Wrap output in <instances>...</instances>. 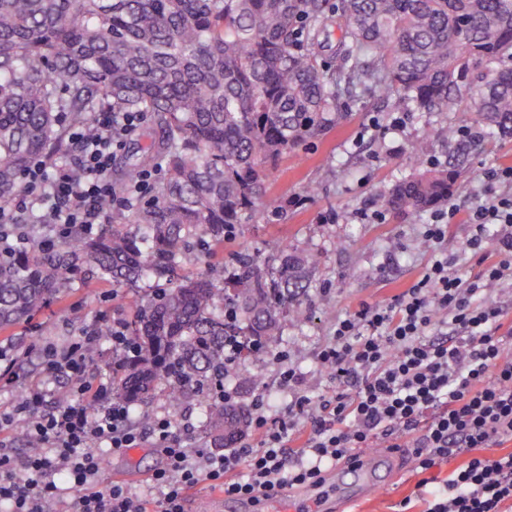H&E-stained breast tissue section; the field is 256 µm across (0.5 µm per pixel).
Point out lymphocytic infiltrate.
I'll use <instances>...</instances> for the list:
<instances>
[{
  "mask_svg": "<svg viewBox=\"0 0 512 512\" xmlns=\"http://www.w3.org/2000/svg\"><path fill=\"white\" fill-rule=\"evenodd\" d=\"M141 120L136 112L102 110L95 115L99 135L72 129L74 163L51 169L35 162L25 193L0 209V248L26 239L33 224L50 225L43 240L48 247L73 227L89 235L105 223L97 202L113 194L112 160ZM485 179L484 202L463 216L448 207L424 225L422 238L436 250L415 283L337 321L316 363L338 382V391L308 395L287 352L274 353L291 398L287 410L275 415L263 393L254 395L248 426L256 447L219 455L187 448L171 421L157 415L145 428L133 426L129 406L111 399L110 384L89 375L102 338L112 344L115 367L139 355L122 322L106 331L90 325L74 341L43 347L44 380L0 411V502L9 503L11 512H53L63 476L71 492L68 512H150L125 480L99 489L102 443L116 452L148 441L161 448L165 465L150 479L161 491L162 512H184L186 497L202 483L249 502L274 498L289 488L322 486L332 465H359L362 449L397 448L408 438L416 473L462 460L439 480L425 512H512V452L484 454L512 440V321L487 297L492 287L512 285V194L495 189L512 184V167ZM460 217L472 228L462 252L480 268L469 284L456 273L458 258L441 249L449 225ZM61 376L71 395L64 405L54 391ZM18 423L39 443L23 455L9 437Z\"/></svg>",
  "mask_w": 512,
  "mask_h": 512,
  "instance_id": "f902f5d3",
  "label": "lymphocytic infiltrate"
}]
</instances>
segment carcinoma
<instances>
[{
	"mask_svg": "<svg viewBox=\"0 0 512 512\" xmlns=\"http://www.w3.org/2000/svg\"><path fill=\"white\" fill-rule=\"evenodd\" d=\"M341 36L330 55L328 18ZM357 87L415 112H457L465 101L493 135L512 137V0H0V207L25 190L35 160L71 153L69 129L93 137V113L138 112L153 145L112 172L107 215L142 172L162 176L96 237L76 231L49 250L37 234L0 253V330L17 326L93 273L158 291L136 306L128 333L141 356L112 377V399L142 406L160 391L179 403L224 379V338L240 353L276 342L300 303L308 260L278 242L238 250L228 275L183 262L224 246V227L279 221L288 200L268 194L279 162L336 126ZM418 167L384 196L418 214L459 191L454 167ZM241 407L207 404L204 437L235 445Z\"/></svg>",
	"mask_w": 512,
	"mask_h": 512,
	"instance_id": "1",
	"label": "carcinoma"
}]
</instances>
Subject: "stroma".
Masks as SVG:
<instances>
[{
  "label": "stroma",
  "mask_w": 512,
  "mask_h": 512,
  "mask_svg": "<svg viewBox=\"0 0 512 512\" xmlns=\"http://www.w3.org/2000/svg\"><path fill=\"white\" fill-rule=\"evenodd\" d=\"M401 118L400 131L391 122ZM469 127L472 139L457 143L435 133L445 126ZM431 133L430 158L444 166L458 161L462 173L461 191L451 203L459 210L484 199L483 174L490 169L512 166V138L486 132L470 112H412L393 99L367 95L355 99L342 112L337 124L325 136L303 143L289 154L269 178L271 193L293 198L310 182L318 183L317 196L289 208L287 218L269 224L253 218L240 225L230 249L266 253L269 244L284 241L289 253L314 258L308 266L302 296L308 317L286 322L276 343L287 350L289 361L303 376V388L313 397L337 388L328 372L317 367L316 354L329 340L337 320L353 314L363 304L379 302L408 288L425 270L433 254L421 236L430 213L399 216L386 212L383 222L361 219L365 205L381 208V198L416 165L413 151L424 133ZM152 282L141 281L134 288H116L95 278L75 281L62 302L51 303L25 324L0 332V342L20 350L19 382L0 389V409L19 397L21 387L44 374L37 352L28 344H63L78 338L90 324L111 325L129 321L135 300L149 293ZM230 383L238 392L240 407H248L254 393L264 392L277 409L288 403L277 365L270 352L262 351L242 362ZM204 401L188 396L171 404L156 395L147 405L133 410L132 420L146 426L151 415L167 416L173 432L188 448L207 449L200 427ZM191 421L192 432H184L183 421ZM378 471L383 484L375 495L365 496L353 476L341 484L343 496L335 512H398L404 498L415 499L411 512H422L418 477L412 470L409 451L398 448L382 452ZM102 483L125 477L138 492L147 494L153 512L160 508L161 496L148 488V473L164 464L160 449L153 445L123 453L104 452Z\"/></svg>",
  "instance_id": "stroma-1"
}]
</instances>
